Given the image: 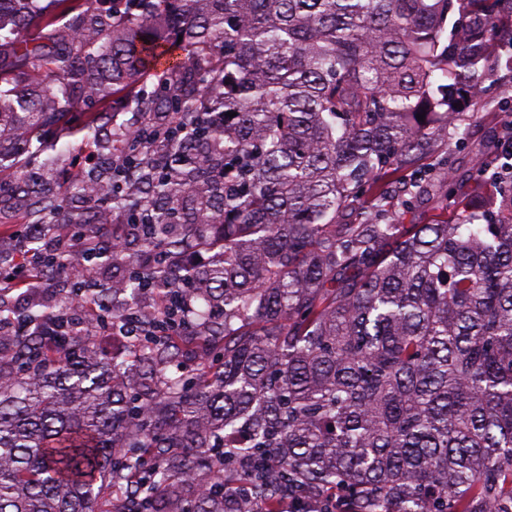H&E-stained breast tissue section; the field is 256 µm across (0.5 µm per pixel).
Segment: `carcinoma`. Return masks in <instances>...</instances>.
Listing matches in <instances>:
<instances>
[{"instance_id": "carcinoma-1", "label": "carcinoma", "mask_w": 512, "mask_h": 512, "mask_svg": "<svg viewBox=\"0 0 512 512\" xmlns=\"http://www.w3.org/2000/svg\"><path fill=\"white\" fill-rule=\"evenodd\" d=\"M68 45L0 42V201L29 224H96L70 186L29 183V133L85 98L131 95L163 114L146 140L103 118L82 139L107 160L97 193L156 236L86 305L119 318L143 285L191 296L178 328L103 359L93 335L59 351L17 337L0 356V512H278L299 491L345 512H512V152L477 168L498 205L404 224L447 135L468 148L458 90L512 47V0H126L122 19L54 0ZM31 0H0L29 25ZM209 112H224L214 126ZM234 112L236 116H228ZM425 114L420 121L418 114ZM210 257L197 262L190 244Z\"/></svg>"}]
</instances>
